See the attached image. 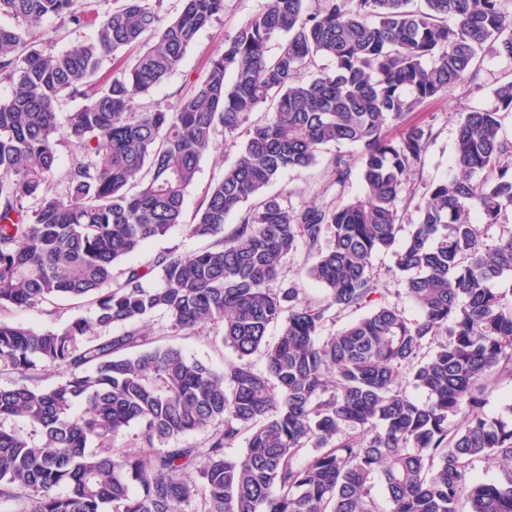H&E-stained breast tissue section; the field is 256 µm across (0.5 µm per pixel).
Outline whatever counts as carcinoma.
I'll use <instances>...</instances> for the list:
<instances>
[{"label": "carcinoma", "mask_w": 512, "mask_h": 512, "mask_svg": "<svg viewBox=\"0 0 512 512\" xmlns=\"http://www.w3.org/2000/svg\"><path fill=\"white\" fill-rule=\"evenodd\" d=\"M180 2L160 27L162 0H121L90 40L47 53L36 48L43 22L81 26L79 0H0V17L16 21L0 23V77L11 84L0 99V311L62 299L88 311L61 330L0 318V369L14 374L0 387V505L512 512V425L479 412L484 392L512 376V298L492 287L512 277V141L501 123L512 79L494 88V109L459 113L454 176L429 187L397 242L431 137L403 119L464 86L482 56L512 59V0H268L186 81L175 111L135 112V97L162 86L224 11V0ZM121 53L130 61L93 87ZM318 57L332 69L309 72ZM64 96L83 104L62 116ZM219 133L237 158L187 220L186 194ZM64 143L79 156L58 179ZM331 148L335 182L356 178L357 196L294 208L263 195ZM479 220L502 225L495 243ZM177 224L211 243L126 264ZM301 242L325 290L317 304L295 282L273 287ZM390 248L418 316L381 304L322 335L330 310L374 301L372 257ZM156 315L178 333L220 327L236 359L216 371L153 345L145 322ZM443 331L448 342L423 352ZM39 365L66 376L34 387ZM132 425L142 451H109ZM197 432L203 445L180 443ZM242 436L246 448L229 455ZM490 458L500 477L476 479L474 462Z\"/></svg>", "instance_id": "obj_1"}]
</instances>
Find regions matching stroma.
I'll return each instance as SVG.
<instances>
[{
	"label": "stroma",
	"mask_w": 512,
	"mask_h": 512,
	"mask_svg": "<svg viewBox=\"0 0 512 512\" xmlns=\"http://www.w3.org/2000/svg\"><path fill=\"white\" fill-rule=\"evenodd\" d=\"M266 4L267 0H224L223 14L211 27L199 33L194 45L188 50L181 68L159 89L138 98L137 110L144 111L157 106L170 111L175 110L187 78L203 74L209 57L218 48L223 47L225 37L233 35L240 25L263 11ZM111 8L112 0H84V24L79 28L63 29L57 20L44 21L38 43L39 49L62 51L81 44L93 36L98 22ZM510 78L512 59L485 55L480 61L476 79L466 83L453 98L429 103L423 111L410 114V121L428 124L433 132L422 160L411 176L416 196H423L431 184L449 179L453 175L450 159L455 145L457 113L471 109L493 108L495 85L500 80ZM237 153V147L221 141L203 158L198 179L186 196V213L195 211L206 187L222 176L225 165L231 164ZM359 191L358 181L353 180L343 186L334 182L330 173L329 158L325 155L319 158L315 166L307 170L283 173L267 189L268 194L281 196L285 203L295 207L313 201L327 203L339 197L349 198ZM202 246L201 240L189 236L183 226L177 225L166 235L151 240L141 252L130 256L129 261L138 264L161 252L189 255ZM372 263L378 276L382 302L398 305L407 318H415L417 309L404 296V282L401 273L395 267L393 252L386 250L376 253ZM85 313V307L78 302L62 301L54 306L14 309L8 311L7 317L11 321L29 326L57 330ZM148 327L152 338L159 340L160 343L179 347L187 357L200 360L213 369H223L225 362L234 357L231 349L216 341L215 328L207 327L200 330L197 335L185 336L171 330L168 321L160 317L151 318Z\"/></svg>",
	"instance_id": "stroma-1"
}]
</instances>
